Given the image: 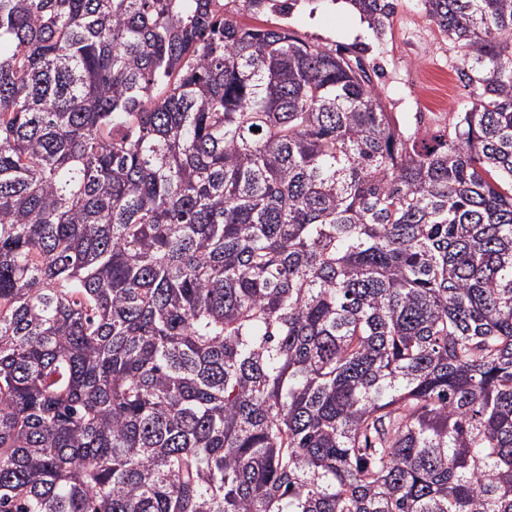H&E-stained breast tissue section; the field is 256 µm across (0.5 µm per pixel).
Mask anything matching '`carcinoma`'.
Masks as SVG:
<instances>
[{"label":"carcinoma","mask_w":512,"mask_h":512,"mask_svg":"<svg viewBox=\"0 0 512 512\" xmlns=\"http://www.w3.org/2000/svg\"><path fill=\"white\" fill-rule=\"evenodd\" d=\"M421 2L408 133L366 44L0 0V512H512V0Z\"/></svg>","instance_id":"1"}]
</instances>
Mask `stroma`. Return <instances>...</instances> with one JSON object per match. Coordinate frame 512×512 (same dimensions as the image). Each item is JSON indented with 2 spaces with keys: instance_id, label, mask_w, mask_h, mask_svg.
Masks as SVG:
<instances>
[{
  "instance_id": "1",
  "label": "stroma",
  "mask_w": 512,
  "mask_h": 512,
  "mask_svg": "<svg viewBox=\"0 0 512 512\" xmlns=\"http://www.w3.org/2000/svg\"><path fill=\"white\" fill-rule=\"evenodd\" d=\"M284 23L316 45H369V62L381 68L378 89L404 129L445 126L471 105L468 88L456 77L461 49L427 20L418 0H398L393 25L380 42L339 0L301 5Z\"/></svg>"
}]
</instances>
